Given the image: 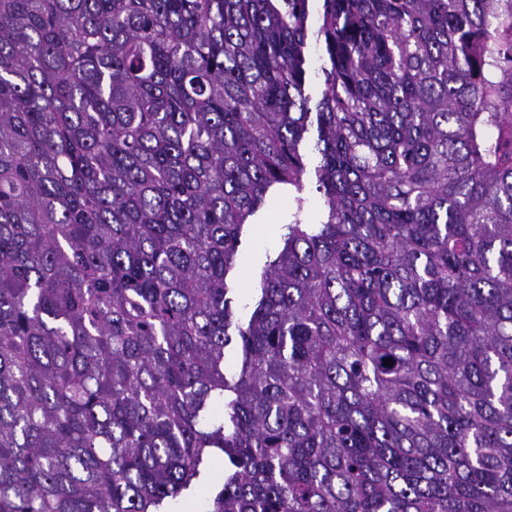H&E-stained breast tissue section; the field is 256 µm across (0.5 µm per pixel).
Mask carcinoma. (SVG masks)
Masks as SVG:
<instances>
[{"label": "carcinoma", "instance_id": "carcinoma-1", "mask_svg": "<svg viewBox=\"0 0 512 512\" xmlns=\"http://www.w3.org/2000/svg\"><path fill=\"white\" fill-rule=\"evenodd\" d=\"M219 452L198 512H512V0H0V512ZM288 203L283 193L270 194L262 207L240 236L236 268L231 277V288L243 304L253 287L255 274L260 271L267 258L274 257L281 249L280 234L283 224H288ZM253 276V278H252Z\"/></svg>", "mask_w": 512, "mask_h": 512}]
</instances>
